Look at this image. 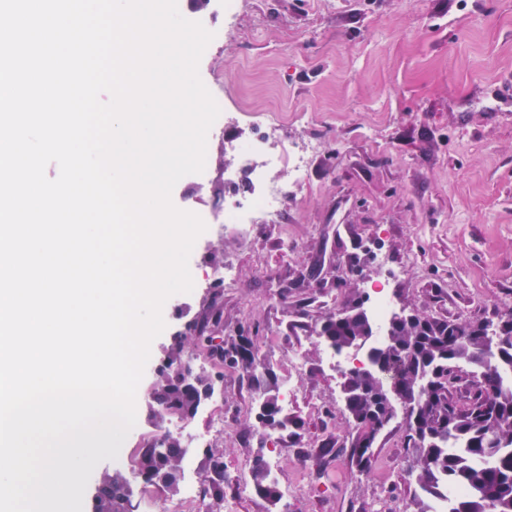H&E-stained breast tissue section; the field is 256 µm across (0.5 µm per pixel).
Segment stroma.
Returning a JSON list of instances; mask_svg holds the SVG:
<instances>
[{"instance_id": "1", "label": "stroma", "mask_w": 512, "mask_h": 512, "mask_svg": "<svg viewBox=\"0 0 512 512\" xmlns=\"http://www.w3.org/2000/svg\"><path fill=\"white\" fill-rule=\"evenodd\" d=\"M178 8L222 33L205 49L199 75L228 111H308L309 123L289 125L288 138L322 145L287 226L246 234L228 227L218 238L207 231L189 258L194 275L233 267L224 333L252 318L262 323L261 364L278 382L292 381L288 414L303 423L300 440L259 441L254 388L225 375L222 396L194 418L206 428L214 417H233L221 441L225 475L252 481L248 461L275 457L280 483L302 494L276 506L252 491L238 495L230 483L224 494L236 497V512H417L423 493L408 479L414 456L401 421L379 435L369 471L342 454L318 475V444L346 441L351 425L341 374L325 365L316 336L336 308L367 300L365 285L383 264L397 273L396 309L479 322L512 308V0H241L232 17L218 0L202 11L178 0ZM250 132L243 122L208 139L206 170L175 185L174 205L219 210L215 189L234 159L219 166L215 156ZM285 228L293 237L287 249ZM305 273L307 286L293 287ZM277 279L289 284L287 295L274 288ZM207 305L204 290L166 301V328L151 345L126 452L160 428L149 411L157 368ZM296 350L303 366L292 361Z\"/></svg>"}]
</instances>
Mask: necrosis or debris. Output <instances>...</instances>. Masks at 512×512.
I'll return each mask as SVG.
<instances>
[{
	"mask_svg": "<svg viewBox=\"0 0 512 512\" xmlns=\"http://www.w3.org/2000/svg\"><path fill=\"white\" fill-rule=\"evenodd\" d=\"M309 114L296 112L287 121L269 112L252 117V133L242 140H231L230 152L237 164L224 177L223 223L247 232L257 224L278 222L295 194L278 179L282 144L289 123L305 124Z\"/></svg>",
	"mask_w": 512,
	"mask_h": 512,
	"instance_id": "4bbe7bcc",
	"label": "necrosis or debris"
}]
</instances>
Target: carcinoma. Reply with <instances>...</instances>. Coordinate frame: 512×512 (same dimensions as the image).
I'll return each mask as SVG.
<instances>
[{
    "mask_svg": "<svg viewBox=\"0 0 512 512\" xmlns=\"http://www.w3.org/2000/svg\"><path fill=\"white\" fill-rule=\"evenodd\" d=\"M223 296L224 289H213L210 305L187 324L167 358L181 359L188 348L214 362L218 379L226 373L247 379L259 394L256 422L300 436L303 423L283 414L276 376L257 370L259 329L248 324L222 345H214ZM318 336L334 349L355 348L373 336L372 319L357 302L347 313L330 314ZM370 359L374 370L360 371L343 384L352 431L342 451L351 465L360 472L370 467L379 434L396 416L397 406H407L406 447L415 457L408 476L416 477L431 496L445 486L464 490L450 512H512V385L501 380V372L512 369V309L496 323H460L419 311L395 316L384 343L370 351ZM467 367L477 393L467 392L462 401L454 395L455 375ZM207 387L203 378L173 372L163 364L153 396L168 406L172 417L188 419ZM205 456L212 477L204 494L222 498L224 450L207 448ZM131 465L147 486L174 491L182 467L181 444L173 440L158 454L144 442L132 455ZM125 479L120 471L104 476L92 499V512H132ZM254 486L272 505L280 501L278 486L260 461L254 466Z\"/></svg>",
    "mask_w": 512,
    "mask_h": 512,
    "instance_id": "carcinoma-1",
    "label": "carcinoma"
}]
</instances>
